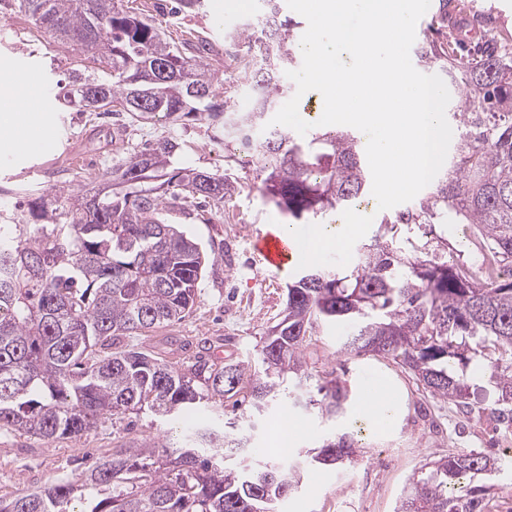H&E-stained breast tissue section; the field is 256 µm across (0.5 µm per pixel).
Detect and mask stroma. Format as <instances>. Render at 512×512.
<instances>
[{
  "mask_svg": "<svg viewBox=\"0 0 512 512\" xmlns=\"http://www.w3.org/2000/svg\"><path fill=\"white\" fill-rule=\"evenodd\" d=\"M469 6L490 33L489 44L499 47L512 37V0H431L421 19L423 37L453 49L455 41L443 22L441 2ZM174 0H119V7L159 21L167 42L182 46L207 41L211 49L205 60L218 81L217 102L232 99L238 109L250 104L251 79L238 68L234 57L243 46L230 42L231 33L257 12L259 0L231 8L226 0H202L198 9L172 13ZM49 34L36 29L17 9L15 0H0V86L9 83L29 66L47 73L50 85L64 79L66 66L51 60ZM46 116L54 134L51 151L0 153V224H27L28 204L55 189L72 185L89 189L100 184V175L124 160L146 142L169 139L179 148L173 157L177 167L217 172L235 182L236 192L219 204L198 208L186 205L171 212L170 223L180 225L207 252L222 253L221 265L207 272L198 287L192 313L184 320L135 337L134 342L171 362H181L208 348L223 359L259 363L260 350L271 327L285 312L287 286L293 272L269 271L256 265L251 239L268 224L287 223V215L265 196L262 163L240 152L224 135L223 122L206 123L190 118L175 121L139 122L127 114L99 116L78 112L50 99ZM364 215L361 237L345 246L325 249L316 259L321 268L350 267L358 261L361 244L369 242L380 216L373 199L349 207L330 217V224ZM350 324L316 333L305 349L313 378L335 375L345 380L350 400L345 414L325 421L317 411L301 406L307 386H290L286 395L270 403L263 412L245 405H225V418L242 423L253 421L249 453L269 455L274 428L282 417L300 425L291 455L318 446L324 437L347 431L362 400L364 385L383 375L396 388L402 405L399 419L386 430L358 433L360 454L350 466L323 467L304 473L297 488L278 506V512H396L413 478L437 455L460 450H486L512 460V441L498 438L495 428L494 395L482 381L470 390L471 412L434 400L417 391L411 378L391 360L341 353L342 341L350 336ZM180 430L174 423L143 413L132 422L108 419L88 439L43 442L11 430L0 429V499L60 482L82 478L98 458L115 446L145 436L176 442Z\"/></svg>",
  "mask_w": 512,
  "mask_h": 512,
  "instance_id": "1",
  "label": "stroma"
}]
</instances>
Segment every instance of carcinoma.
Wrapping results in <instances>:
<instances>
[{"mask_svg": "<svg viewBox=\"0 0 512 512\" xmlns=\"http://www.w3.org/2000/svg\"><path fill=\"white\" fill-rule=\"evenodd\" d=\"M259 13L232 40L254 72L242 112L212 103L215 73L199 54L184 57L158 24L116 0H18V8L59 47L75 51L58 98L78 112L118 110L140 120L192 116L213 122L239 148L264 162V193L295 220L322 218L356 204L370 175L359 138L315 129L297 139L269 124L298 65L295 29L282 0H260ZM425 63L448 70L464 99L453 112L458 137L448 172L412 209L382 218L356 265L304 269L288 285L285 314L249 361L217 363L198 353L175 366L120 345L186 317L204 273L218 258L203 251L165 214L180 199L232 196L226 177L192 168L164 173L177 143L164 140L102 174L110 183L96 203L88 191L60 189L31 204L33 224H0V427L43 441L88 436L109 416L148 411L184 420L201 405L214 420L182 429L171 445L148 436L112 449L78 493L58 482L0 500V512H276L294 489L288 460L238 467L246 431L224 422V400L242 396L261 411L290 379L309 378L307 337L340 322L353 332L340 351L380 356L409 373L438 400L469 407L470 373L489 374L497 421L512 426V280L475 275L463 255L448 256L435 225L453 213L483 246L512 267V53L488 50L461 63L426 43ZM105 68L89 72L86 62ZM139 100L147 107L135 106ZM306 405L331 420L350 398L339 377L317 387ZM357 455L354 435L327 438L303 468H342ZM502 459L476 450L425 464L397 512H486L490 487L472 481Z\"/></svg>", "mask_w": 512, "mask_h": 512, "instance_id": "carcinoma-1", "label": "carcinoma"}]
</instances>
